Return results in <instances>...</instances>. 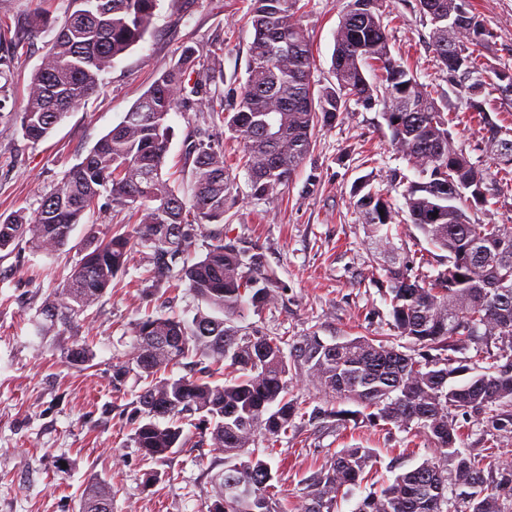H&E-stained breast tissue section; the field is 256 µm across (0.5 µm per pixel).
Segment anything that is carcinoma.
Here are the masks:
<instances>
[{
    "instance_id": "obj_1",
    "label": "carcinoma",
    "mask_w": 512,
    "mask_h": 512,
    "mask_svg": "<svg viewBox=\"0 0 512 512\" xmlns=\"http://www.w3.org/2000/svg\"><path fill=\"white\" fill-rule=\"evenodd\" d=\"M157 2L72 0L75 10L54 28L18 113L25 139L43 140L101 88L114 61L153 29ZM299 2L250 0L254 37L246 78L227 112L220 91L200 94L202 85L216 82L218 70L197 69V51L184 47L35 212L0 214V251L26 241L44 254L56 253L104 196L128 212L129 225L93 233L81 245V258L57 300L43 309L41 330L50 332L58 321L92 308L143 249L151 251L149 280L184 285L207 306L210 313L200 310L190 322L162 312L136 321L132 351L113 368V379L121 385L134 374L147 382L129 419L135 447L150 462H163L184 447L189 435L183 421L200 415L199 440L231 460L212 476L208 512H281L271 466L251 447L262 441L274 448L301 414L288 388L293 371L322 393L324 406L315 411L336 425L358 419L392 425L433 444L432 457L360 499L353 512H445L449 491L465 512H506L512 506V465H488L461 452L450 414L512 403V224H479L469 217L472 208H485L512 190V140L504 142L502 127L478 100L488 85L511 97L512 69L477 53L489 31L471 0H417L432 26L434 57L469 95L472 118L492 147L499 180L490 185L484 170L456 146L450 119L428 86L392 55L378 0H352L334 32L336 82L320 87L312 81L314 57ZM48 29L47 13L38 9L15 30L0 19V40L9 38L17 50ZM484 74L496 81L486 83ZM352 101L367 109L383 105L392 146L417 175L403 192L404 208L425 240L445 253V269L437 274L412 272L414 258L395 243L391 205L381 192L355 186L372 261L384 271L390 330L422 350L417 358L384 339L347 337L327 344L316 330L294 340L286 354L284 337L233 325L248 308L275 303L280 285L263 254L242 246L224 223L235 204L224 151L206 140L204 129L185 138L184 160L193 178L189 197L179 195L164 171L170 112H205L239 139L251 197L273 202L309 152L316 129L335 123ZM206 223L222 228L199 257L198 225ZM461 336L494 339L501 347L496 354L477 350L476 357L491 365L455 384V375L469 367H441L430 356L452 349ZM197 356L209 360L203 375H173L182 360ZM92 357L85 344L67 351L75 365ZM346 403L358 409L343 408ZM374 463L369 448L334 453L307 484L300 512H335L338 499L360 485ZM79 512H112L105 482L86 486Z\"/></svg>"
}]
</instances>
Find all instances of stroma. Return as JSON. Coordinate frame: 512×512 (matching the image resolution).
<instances>
[{
  "label": "stroma",
  "mask_w": 512,
  "mask_h": 512,
  "mask_svg": "<svg viewBox=\"0 0 512 512\" xmlns=\"http://www.w3.org/2000/svg\"><path fill=\"white\" fill-rule=\"evenodd\" d=\"M305 2L302 23L313 49V80L328 85L335 80L334 32L351 0ZM472 3L490 32L483 54L512 67V0ZM383 8L393 54L429 85L443 112L463 114L454 141L471 161L483 165L488 180H495L497 169L483 132L466 118V93L449 82L430 51L428 17L416 0H383ZM248 11L249 0H193L186 8L179 0H159L153 32L115 60L100 93L37 143L24 139L12 111L26 95L49 34L12 54L7 99L0 106V214L36 210L53 184L123 119L184 46L204 51L223 42L220 89L225 100H232L246 78L253 39ZM169 124L174 136L165 169L180 194L190 195L192 184L183 142L196 128L206 129L232 163L239 203L225 220L243 246L263 253L282 284L275 304L247 311L236 326L289 341L315 329L330 344L340 336L389 335L390 306L373 280L366 231L351 194L358 178L369 179L387 190L396 221L407 220L402 192L415 172L393 150L382 106L351 105L336 124L321 128L272 203L250 197L246 173L233 163L238 144L220 120L180 109L170 113ZM79 258V252L67 248L48 257L24 243L0 258V512H79L80 494L94 479L111 486L112 512H207L211 477L223 469V456L190 444L165 462L144 461L127 418L142 384L132 377L122 390L112 384L113 368L126 359L132 344L135 321L162 309L189 320L199 300L187 290L173 293L145 282L148 254L142 251L97 305L43 334L39 312L54 302ZM76 343L90 345V366L68 361L67 350ZM291 393L306 415L296 418L269 458L284 512H296L309 477L328 466L341 448L374 449L377 463L373 482L341 500L338 512H353L372 484L392 481L433 455L426 437L414 438L395 427H339L313 417L322 400L304 376L293 377ZM455 420L462 432L461 452L491 463L512 462V432L499 431L485 416L459 412ZM153 470L159 480H149Z\"/></svg>",
  "instance_id": "obj_1"
}]
</instances>
